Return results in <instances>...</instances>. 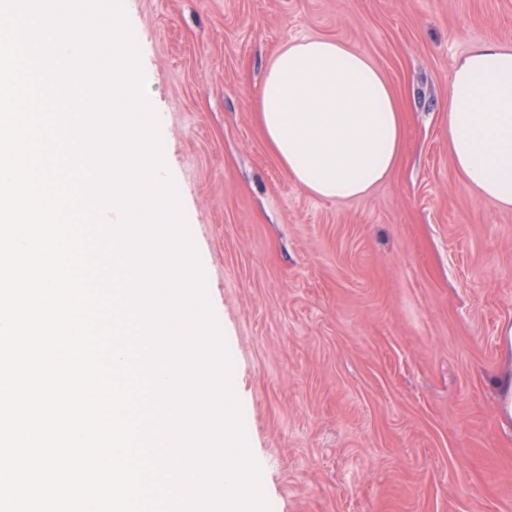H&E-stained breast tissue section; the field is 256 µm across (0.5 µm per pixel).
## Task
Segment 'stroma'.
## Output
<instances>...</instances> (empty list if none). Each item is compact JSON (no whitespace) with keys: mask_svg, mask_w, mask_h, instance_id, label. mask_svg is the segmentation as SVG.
Segmentation results:
<instances>
[{"mask_svg":"<svg viewBox=\"0 0 512 512\" xmlns=\"http://www.w3.org/2000/svg\"><path fill=\"white\" fill-rule=\"evenodd\" d=\"M271 512H512V210L448 150V83L512 0H124ZM401 103L366 195L302 190L256 103L305 37Z\"/></svg>","mask_w":512,"mask_h":512,"instance_id":"35a3bbf8","label":"stroma"}]
</instances>
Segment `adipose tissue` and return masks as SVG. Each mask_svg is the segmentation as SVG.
Segmentation results:
<instances>
[{
	"label": "adipose tissue",
	"instance_id": "1",
	"mask_svg": "<svg viewBox=\"0 0 512 512\" xmlns=\"http://www.w3.org/2000/svg\"><path fill=\"white\" fill-rule=\"evenodd\" d=\"M256 110L276 157L315 196H362L398 163L401 106L381 71L341 41L307 37L284 45ZM448 150L480 199L512 209V46L480 44L454 69Z\"/></svg>",
	"mask_w": 512,
	"mask_h": 512
}]
</instances>
